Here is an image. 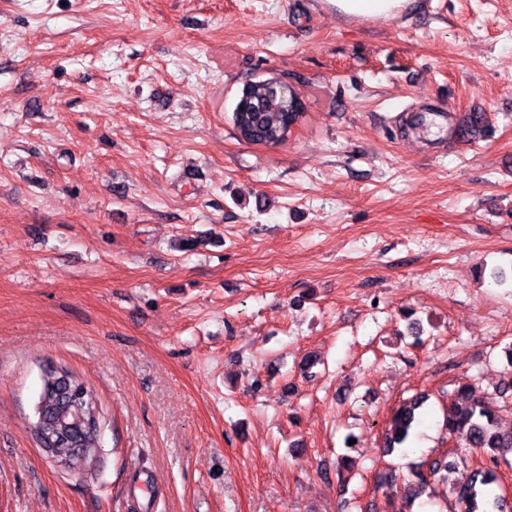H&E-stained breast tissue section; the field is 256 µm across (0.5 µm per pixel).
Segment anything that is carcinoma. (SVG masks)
<instances>
[{
	"label": "carcinoma",
	"mask_w": 512,
	"mask_h": 512,
	"mask_svg": "<svg viewBox=\"0 0 512 512\" xmlns=\"http://www.w3.org/2000/svg\"><path fill=\"white\" fill-rule=\"evenodd\" d=\"M243 100L239 101L233 112L234 127L252 128V142L276 146L283 141L285 120H295V110L303 107L302 102H292L291 91L280 92L278 85H245L241 91ZM67 374L73 381L77 376L68 367L50 364L44 368L43 381L55 386L60 380L59 373ZM425 401L423 396H415L397 408L390 419L383 438V448L392 453L409 444L411 434L417 423V411ZM85 403L72 397L63 396L49 405L44 420L36 421L34 431L39 436V447H49L48 441L58 432L72 427L76 415L82 411ZM443 425L448 437L457 444L480 455V459L462 458V463H472L470 479L467 483L452 489L454 512H504L505 495L498 475L503 454L512 453V432L500 431L497 407L486 398L477 395L472 387L462 385L455 390L454 398L448 403ZM88 441L90 450L71 449L66 458L80 455L85 459L96 456L100 440L98 419L84 423L80 428ZM456 460L434 459L417 464L412 478L404 481V490L409 498L419 497L426 485L424 471L435 475L449 471Z\"/></svg>",
	"instance_id": "1"
}]
</instances>
